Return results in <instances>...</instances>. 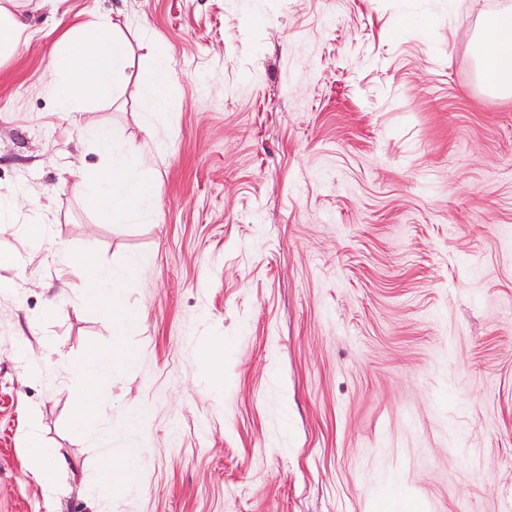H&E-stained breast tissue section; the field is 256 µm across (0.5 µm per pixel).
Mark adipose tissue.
I'll list each match as a JSON object with an SVG mask.
<instances>
[{"label":"adipose tissue","instance_id":"ef3b65f1","mask_svg":"<svg viewBox=\"0 0 512 512\" xmlns=\"http://www.w3.org/2000/svg\"><path fill=\"white\" fill-rule=\"evenodd\" d=\"M123 23L111 18L79 22L54 44L49 66L53 78L48 90L59 111L74 115L91 105L109 102L119 91V80L130 61L131 46L123 34ZM33 36L30 25L16 0H0V57L27 43ZM142 44L152 47L153 60L138 80V103L145 127H153L181 98L179 84L171 77L172 59L153 44L147 31H140ZM475 53L478 75L498 95L512 94V11L489 16L479 33ZM105 162L99 167H81L75 175L84 188L86 210L125 220H153L156 214L154 192L146 176L143 157L118 140L111 129L96 126L88 131ZM141 271L140 264L101 267L86 258L74 256L62 273L78 277L83 288L82 304L106 310L112 316L115 338L112 350L91 345L73 356L68 371L82 386V394L71 414L73 429L91 437L90 425L100 413L97 391L103 370L112 362L125 359L121 338L139 322L137 314L122 300L120 287ZM141 451L128 448L115 455L104 453L98 460L102 486L97 496L121 497L135 489L133 480ZM26 469L35 477L45 495H52L57 478L70 468L65 449L47 447L40 435L28 431L23 441Z\"/></svg>","mask_w":512,"mask_h":512}]
</instances>
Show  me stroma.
I'll list each match as a JSON object with an SVG mask.
<instances>
[{"mask_svg":"<svg viewBox=\"0 0 512 512\" xmlns=\"http://www.w3.org/2000/svg\"><path fill=\"white\" fill-rule=\"evenodd\" d=\"M512 0H20L35 37L0 59V512H98L104 451H142L112 512H512V98L477 83L483 21ZM122 14L173 61L145 130L134 47L111 103L46 92L76 17ZM106 125L148 162L156 222L82 206ZM38 199L49 237L22 227ZM137 259L128 360L71 428L69 358L113 346L56 263ZM223 345L224 387L204 350ZM26 346L31 369L17 359ZM139 427H131V419ZM68 452L46 502L23 438Z\"/></svg>","mask_w":512,"mask_h":512,"instance_id":"stroma-1","label":"stroma"}]
</instances>
